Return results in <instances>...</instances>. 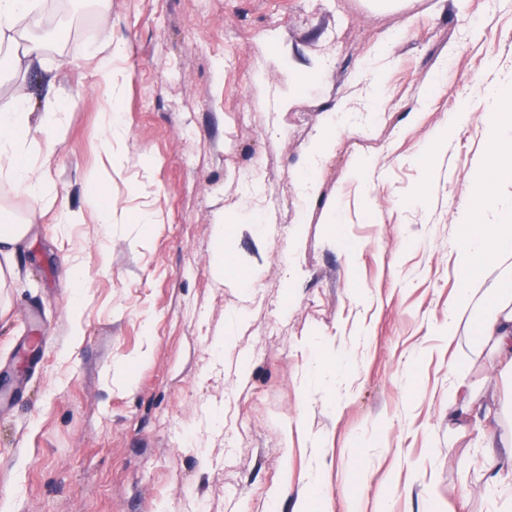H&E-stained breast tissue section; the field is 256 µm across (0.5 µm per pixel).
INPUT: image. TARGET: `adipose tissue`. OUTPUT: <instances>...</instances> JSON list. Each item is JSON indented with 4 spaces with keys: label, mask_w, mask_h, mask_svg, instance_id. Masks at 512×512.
<instances>
[{
    "label": "adipose tissue",
    "mask_w": 512,
    "mask_h": 512,
    "mask_svg": "<svg viewBox=\"0 0 512 512\" xmlns=\"http://www.w3.org/2000/svg\"><path fill=\"white\" fill-rule=\"evenodd\" d=\"M30 0H0V74L18 66L33 68L41 63L46 43L35 34L17 39V20L29 13ZM26 95L0 102V171L38 204L51 206L56 198L48 173L54 163L53 153H46L40 164L24 159V145L30 132L31 114ZM31 227L20 220L0 225V291L12 287L17 275L13 255L28 236ZM464 263L478 262L483 272L467 275L457 299L448 305V339L456 341L461 327L471 328L466 342L472 356L491 351L502 379L512 384V225L477 224L463 255ZM494 416L495 425L484 432L479 452L481 469L488 479L483 486L487 496L502 503L512 502V474L504 470V460L512 461V433L499 430L501 420L512 421V396L492 401L484 412H476L471 404L448 402L449 422H472L480 414Z\"/></svg>",
    "instance_id": "adipose-tissue-1"
}]
</instances>
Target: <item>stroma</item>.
Instances as JSON below:
<instances>
[{
	"label": "stroma",
	"instance_id": "stroma-1",
	"mask_svg": "<svg viewBox=\"0 0 512 512\" xmlns=\"http://www.w3.org/2000/svg\"><path fill=\"white\" fill-rule=\"evenodd\" d=\"M35 13L54 42L0 76V99L27 91L36 119L60 102L27 158L55 153L57 202L83 221L55 223L0 176V209L33 224L0 313V512H294L302 497L424 512L427 495L486 512L448 391L499 384L449 347L448 303L469 238L457 209L512 213V186L487 194L475 167L493 147L487 86L512 85V0ZM108 63L129 74L118 101ZM112 152L105 229L85 219L86 176Z\"/></svg>",
	"mask_w": 512,
	"mask_h": 512
}]
</instances>
